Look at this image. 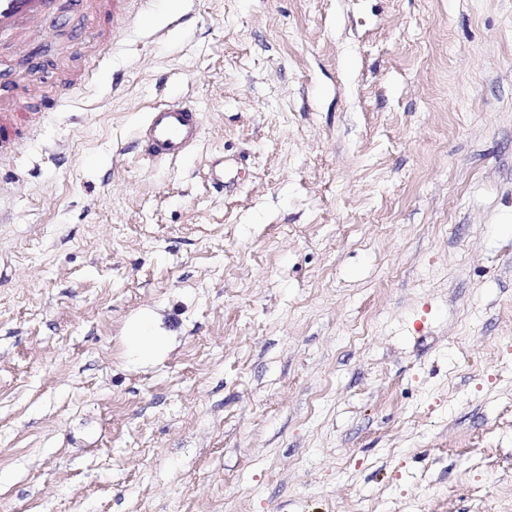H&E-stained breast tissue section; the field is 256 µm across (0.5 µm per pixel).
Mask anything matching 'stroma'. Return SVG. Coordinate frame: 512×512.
<instances>
[{
	"label": "stroma",
	"mask_w": 512,
	"mask_h": 512,
	"mask_svg": "<svg viewBox=\"0 0 512 512\" xmlns=\"http://www.w3.org/2000/svg\"><path fill=\"white\" fill-rule=\"evenodd\" d=\"M119 26L48 23L0 155V512H512V0ZM3 79L4 74L0 65V149L3 148L8 152L20 148L21 140L24 138L23 131L27 129V126L36 117H34V112H24L19 104L17 107L5 108L2 105L4 99H8L13 103L16 99L8 94L1 95V82L3 83L4 91H8L7 88L17 85L19 82L24 83V93L20 96V100L26 101L31 94L38 92L39 86L32 75L21 79L16 77L9 82H5ZM202 114L193 105L166 103L148 112L134 147L144 158L167 163L190 152L201 140ZM130 344L144 355L152 354L163 347L165 338L156 330L153 322L145 318L136 323L130 331Z\"/></svg>",
	"instance_id": "stroma-1"
}]
</instances>
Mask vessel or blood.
<instances>
[{
	"label": "vessel or blood",
	"instance_id": "b4317fda",
	"mask_svg": "<svg viewBox=\"0 0 512 512\" xmlns=\"http://www.w3.org/2000/svg\"><path fill=\"white\" fill-rule=\"evenodd\" d=\"M74 4L97 24L104 38L117 34L116 22L126 15V0H74ZM56 9L57 0H0V43L9 40L29 54H37L38 45L31 34ZM33 120V113L21 107L0 105V149H19L23 132ZM202 132V114L197 107L161 104L148 113L134 147L149 161L172 162L194 149Z\"/></svg>",
	"mask_w": 512,
	"mask_h": 512
}]
</instances>
